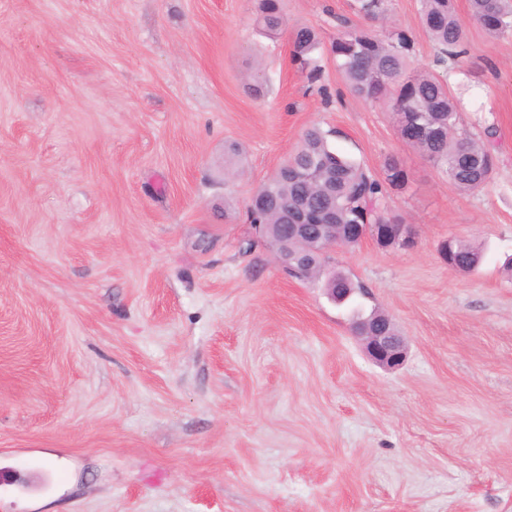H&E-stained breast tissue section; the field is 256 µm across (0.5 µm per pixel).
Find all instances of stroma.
Here are the masks:
<instances>
[{
    "label": "stroma",
    "instance_id": "stroma-1",
    "mask_svg": "<svg viewBox=\"0 0 512 512\" xmlns=\"http://www.w3.org/2000/svg\"><path fill=\"white\" fill-rule=\"evenodd\" d=\"M351 4L281 0L272 41L256 0H0V512H512V37L470 27L448 64L497 157L462 192L329 51L345 20L407 33L432 68L419 0L372 24ZM314 125L408 175L382 206L414 247L331 254L407 337L393 371L253 242L250 196ZM452 237L474 272L449 268ZM292 61L298 71L305 75L308 83L318 80V65L312 54L319 47L317 32L313 27L302 26L294 29L292 35ZM454 240L452 265L460 271H470L480 260L479 249L464 240L457 238H454Z\"/></svg>",
    "mask_w": 512,
    "mask_h": 512
}]
</instances>
